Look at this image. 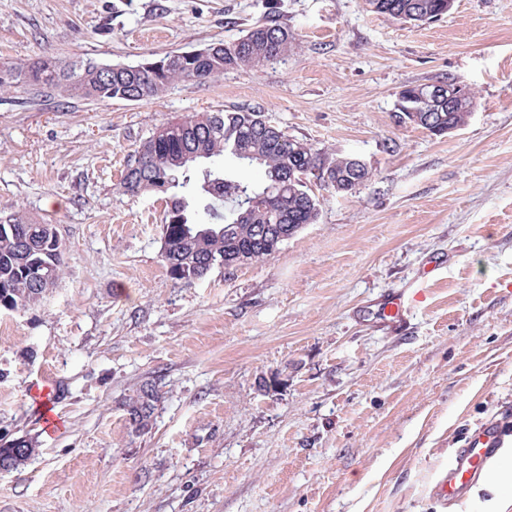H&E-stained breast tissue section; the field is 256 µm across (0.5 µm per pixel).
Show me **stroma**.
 Wrapping results in <instances>:
<instances>
[{
  "label": "stroma",
  "mask_w": 512,
  "mask_h": 512,
  "mask_svg": "<svg viewBox=\"0 0 512 512\" xmlns=\"http://www.w3.org/2000/svg\"><path fill=\"white\" fill-rule=\"evenodd\" d=\"M269 16L286 57L153 100L0 94V224L55 225L65 262L39 305L0 310V439L39 446L0 471V512H445L430 483L449 449L512 405V0L419 25L364 0H0V65L134 64ZM443 80L471 90L466 126L400 122L402 89ZM237 109L370 178L339 195L307 175L316 223L184 285L164 194L117 186L163 124ZM400 290L403 325L376 323ZM157 376L139 436L119 401ZM44 380L54 429L33 411Z\"/></svg>",
  "instance_id": "35a3bbf8"
}]
</instances>
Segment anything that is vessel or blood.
Masks as SVG:
<instances>
[{
  "label": "vessel or blood",
  "mask_w": 512,
  "mask_h": 512,
  "mask_svg": "<svg viewBox=\"0 0 512 512\" xmlns=\"http://www.w3.org/2000/svg\"><path fill=\"white\" fill-rule=\"evenodd\" d=\"M512 436V426L492 419L466 434L452 449L447 469L435 478L431 492L444 507H454L462 495L484 479L497 461L501 448Z\"/></svg>",
  "instance_id": "obj_1"
}]
</instances>
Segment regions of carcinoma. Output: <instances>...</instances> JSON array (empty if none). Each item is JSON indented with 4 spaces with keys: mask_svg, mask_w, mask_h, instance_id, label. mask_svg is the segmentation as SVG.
Returning <instances> with one entry per match:
<instances>
[{
    "mask_svg": "<svg viewBox=\"0 0 512 512\" xmlns=\"http://www.w3.org/2000/svg\"><path fill=\"white\" fill-rule=\"evenodd\" d=\"M369 11L405 23H425L448 13V0H365ZM293 36L288 27L274 19L252 26L216 52L197 55L170 68L152 73L115 65L110 75L95 69L92 59L50 62L33 61L0 68V92L26 87L37 95H57L64 99L104 101L112 99L150 100L181 80H217L227 69L258 67L288 55ZM419 98L404 102L402 115L409 123L436 135L448 133V126L461 127L470 118L473 100L458 103V111H448L444 102L429 107L433 125L417 122ZM193 151L206 163L215 158L247 162L263 168L265 183L257 188L235 176L229 167H205L190 173L191 165L179 164L180 156ZM327 164V186L348 194L356 190L354 181H367V173L349 170L347 157L327 158L310 144L288 136L265 124L256 110L208 112L187 115L157 129L138 148L119 183L118 190L136 195L155 182L165 189L176 182L189 186L202 207L208 223L194 221L190 201L170 198L163 224V261L171 279L192 284L207 276L220 263L245 265L275 253L285 242L281 235L293 236L319 216L318 200L302 182L283 180L293 170L306 172ZM52 224H32L14 219L11 229L0 232V308L18 310L37 305L50 286L59 279L64 266L62 243L53 238ZM166 391L161 379L141 383L124 396L119 406L138 435L149 433L156 411ZM38 452L36 442L24 437L16 448L0 447V463L12 471Z\"/></svg>",
    "mask_w": 512,
    "mask_h": 512,
    "instance_id": "1",
    "label": "carcinoma"
}]
</instances>
